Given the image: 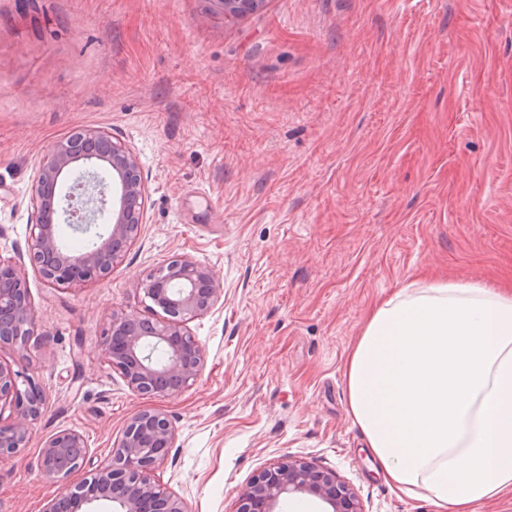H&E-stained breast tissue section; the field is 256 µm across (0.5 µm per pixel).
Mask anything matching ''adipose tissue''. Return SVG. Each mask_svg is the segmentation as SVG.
I'll return each instance as SVG.
<instances>
[{
    "mask_svg": "<svg viewBox=\"0 0 512 512\" xmlns=\"http://www.w3.org/2000/svg\"><path fill=\"white\" fill-rule=\"evenodd\" d=\"M378 471L437 512L512 490V289L437 279L366 320L343 369Z\"/></svg>",
    "mask_w": 512,
    "mask_h": 512,
    "instance_id": "adipose-tissue-1",
    "label": "adipose tissue"
}]
</instances>
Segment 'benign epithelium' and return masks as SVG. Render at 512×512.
I'll return each mask as SVG.
<instances>
[{"label": "benign epithelium", "mask_w": 512, "mask_h": 512, "mask_svg": "<svg viewBox=\"0 0 512 512\" xmlns=\"http://www.w3.org/2000/svg\"><path fill=\"white\" fill-rule=\"evenodd\" d=\"M226 17L257 10L263 0H216ZM146 184L137 156L111 133L95 128L73 131L51 146L31 186L29 263L0 260V346H26L36 319L28 289V270L58 286L104 279L138 241L143 224ZM106 218L107 233L78 254L64 250L59 222L85 232ZM31 268H26V265ZM151 300V315L112 312L102 333V357L136 395L166 398L191 387L205 366V352L189 323L210 313L224 295L211 268L176 258L134 282ZM163 351L160 358L154 352ZM0 364V402L11 401L16 416L0 426V458L26 447L46 396L34 378ZM24 388H19V385ZM175 432L155 409L134 413L112 443L109 461L83 481L71 477L84 468L86 443L78 432L60 430L43 441L41 472L62 487L43 512H79L105 501L112 512H190L187 501L155 480L167 462ZM308 494L330 512H362L336 472L293 456L277 459L242 489L236 512H279L286 497Z\"/></svg>", "instance_id": "7a95c632"}]
</instances>
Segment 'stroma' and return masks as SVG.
Listing matches in <instances>:
<instances>
[{
	"label": "stroma",
	"mask_w": 512,
	"mask_h": 512,
	"mask_svg": "<svg viewBox=\"0 0 512 512\" xmlns=\"http://www.w3.org/2000/svg\"><path fill=\"white\" fill-rule=\"evenodd\" d=\"M100 128L136 154L141 235L77 289L30 276L37 330L0 363L47 404L0 457V512H43L49 435L107 461L138 410L176 450L156 478L191 512H235L273 460L331 469L363 512H436L375 473L344 360L374 307L437 278L512 285V0H0V258L26 257L49 148ZM186 257L224 296L189 327L206 355L179 395L133 394L102 359L135 280Z\"/></svg>",
	"instance_id": "obj_1"
}]
</instances>
